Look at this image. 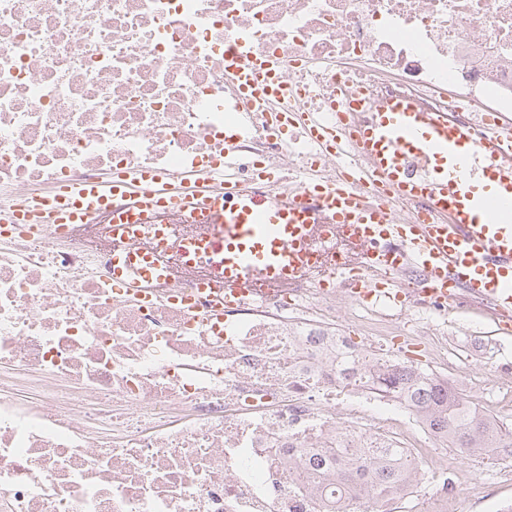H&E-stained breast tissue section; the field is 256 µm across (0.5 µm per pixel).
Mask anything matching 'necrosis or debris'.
<instances>
[{
    "label": "necrosis or debris",
    "mask_w": 512,
    "mask_h": 512,
    "mask_svg": "<svg viewBox=\"0 0 512 512\" xmlns=\"http://www.w3.org/2000/svg\"><path fill=\"white\" fill-rule=\"evenodd\" d=\"M261 54L287 96L254 105L234 63ZM406 95L474 127L512 124V0H0V213L20 195L105 173L214 168L234 151L265 192L346 170L266 113L320 112L338 91ZM111 223L27 234L0 223V512H321L306 448H401L429 467L422 413L351 358L336 330L350 295L345 239L320 265L211 316L203 275L167 251L146 296L115 285ZM400 300L361 303L360 329L425 312L420 274Z\"/></svg>",
    "instance_id": "1"
}]
</instances>
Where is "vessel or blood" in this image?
<instances>
[{"label": "vessel or blood", "instance_id": "1", "mask_svg": "<svg viewBox=\"0 0 512 512\" xmlns=\"http://www.w3.org/2000/svg\"><path fill=\"white\" fill-rule=\"evenodd\" d=\"M350 106L354 141L334 138L316 112L297 115L296 124L322 149L357 164L361 186L374 183L425 205L415 222L399 223L388 205L332 183L289 197L258 194L238 179L229 156L220 174H105L31 194L13 221L39 232L109 215L113 234L127 241L113 253L110 275L125 287L147 288L169 268L160 253L139 245L135 225L168 209L201 218L205 232L181 242L180 260L208 269L217 316L244 289L302 272L311 240L327 227L349 236L355 257L336 273L362 295L376 280L395 291V273L414 267L426 276V293L449 305L469 299L495 316L500 333L512 332V129L493 122L477 135L402 98Z\"/></svg>", "mask_w": 512, "mask_h": 512}]
</instances>
